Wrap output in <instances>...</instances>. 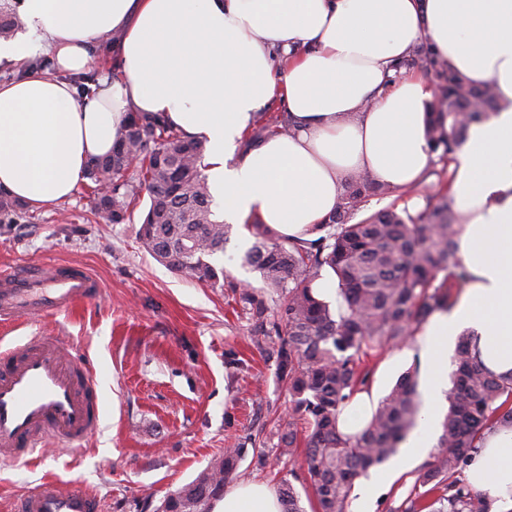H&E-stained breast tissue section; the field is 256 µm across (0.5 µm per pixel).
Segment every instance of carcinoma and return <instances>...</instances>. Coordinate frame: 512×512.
Here are the masks:
<instances>
[{
  "mask_svg": "<svg viewBox=\"0 0 512 512\" xmlns=\"http://www.w3.org/2000/svg\"><path fill=\"white\" fill-rule=\"evenodd\" d=\"M100 40L101 64L119 70L112 46ZM418 64L439 85L429 128L432 151L450 163L468 130L497 108L489 85L475 86L453 71L428 44L413 50L405 65ZM255 115L247 132L254 146L287 131L286 122ZM204 146L188 140L152 112H132L118 132L112 154L86 168L90 213L96 222L127 224L146 202L138 238L144 251L175 272L212 287L227 288L248 315L253 345L275 359L292 406L277 429L276 451L294 457L298 435L305 448L301 469L317 512H348L355 481L387 463L415 426L420 410L417 372L407 371L379 402L367 425L349 436L338 418L352 396L370 383L367 350L414 338L438 311L453 302L470 273L458 256L461 232L451 190L425 197L412 211L392 205L350 219L373 195L401 199L400 189L358 176L343 188L336 211L321 225L322 235L288 245L270 228L252 224L254 242L243 264L259 273L261 286L236 281L217 266L232 225L214 218L201 167ZM139 159L130 171L126 160ZM24 205L0 191V223L15 224ZM329 270L346 311L332 310L314 295L313 285ZM278 339L270 344L272 339ZM452 388L438 450L417 471L415 495L390 512H492L493 503L458 474L479 451L484 432L512 425V376L488 371L473 338L463 336L453 359ZM245 447L224 449L189 484L167 495L159 512H212V504L238 476ZM283 512H304L292 482L278 488Z\"/></svg>",
  "mask_w": 512,
  "mask_h": 512,
  "instance_id": "obj_1",
  "label": "carcinoma"
}]
</instances>
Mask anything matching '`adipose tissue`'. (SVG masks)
I'll return each instance as SVG.
<instances>
[{"instance_id": "obj_1", "label": "adipose tissue", "mask_w": 512, "mask_h": 512, "mask_svg": "<svg viewBox=\"0 0 512 512\" xmlns=\"http://www.w3.org/2000/svg\"><path fill=\"white\" fill-rule=\"evenodd\" d=\"M118 77L78 96L65 72L88 70L104 34ZM499 108L455 153L451 195L471 278L420 335L423 407L382 469L358 482L349 512L425 462L441 428L448 347L478 336L494 372H512V0H18L17 29L0 61L24 68L0 84V191L33 209L66 200L90 158L109 154L132 112H155L205 143L202 167L225 223L261 222L282 240L318 237L343 183L359 173L415 187L433 159L436 95L395 66L423 42ZM48 56L51 69L32 67ZM288 130L242 150L271 101ZM470 485L512 512V427L489 430L466 470ZM212 512H282L267 484L226 489Z\"/></svg>"}]
</instances>
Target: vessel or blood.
Listing matches in <instances>:
<instances>
[{"label": "vessel or blood", "mask_w": 512, "mask_h": 512, "mask_svg": "<svg viewBox=\"0 0 512 512\" xmlns=\"http://www.w3.org/2000/svg\"><path fill=\"white\" fill-rule=\"evenodd\" d=\"M98 281L71 265H17L0 269V324L23 315L49 316L95 299ZM101 422L99 383L89 363L58 336L35 335L0 351V461L34 455L46 441H86ZM13 512H99L86 486L45 480L16 498Z\"/></svg>", "instance_id": "b4317fda"}]
</instances>
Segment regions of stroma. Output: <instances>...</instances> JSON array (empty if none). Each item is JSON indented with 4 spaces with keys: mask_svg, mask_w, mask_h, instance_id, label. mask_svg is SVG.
Returning a JSON list of instances; mask_svg holds the SVG:
<instances>
[{
    "mask_svg": "<svg viewBox=\"0 0 512 512\" xmlns=\"http://www.w3.org/2000/svg\"><path fill=\"white\" fill-rule=\"evenodd\" d=\"M138 224H98L84 188L59 204L0 224V267L13 263L80 265L101 286L92 302L48 318L0 329V346L56 333L92 362L101 385L102 424L76 450L49 443L40 457L0 464V512L47 477L81 483L101 512H155L163 498L192 481L224 449L260 436L240 481L278 486L300 459L272 449L278 419L291 407L276 366L250 341L249 324L221 288L168 269L138 243ZM251 232L234 227L221 265L259 284L242 264ZM392 348L366 358L371 388L386 395L413 361L391 364Z\"/></svg>",
    "mask_w": 512,
    "mask_h": 512,
    "instance_id": "35a3bbf8",
    "label": "stroma"
}]
</instances>
